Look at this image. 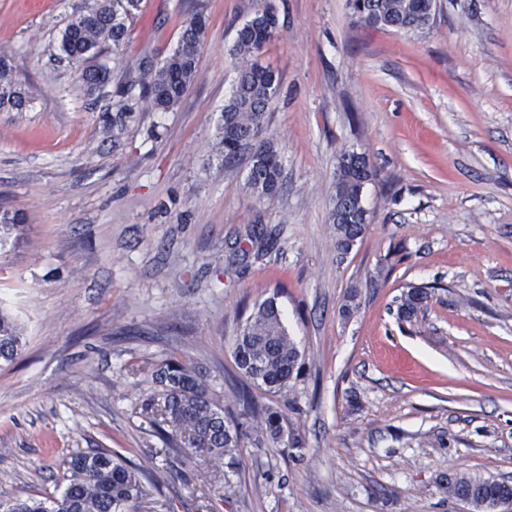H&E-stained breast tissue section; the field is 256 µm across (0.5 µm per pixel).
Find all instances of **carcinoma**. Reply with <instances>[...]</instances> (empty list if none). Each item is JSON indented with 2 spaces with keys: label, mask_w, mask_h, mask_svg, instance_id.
<instances>
[{
  "label": "carcinoma",
  "mask_w": 512,
  "mask_h": 512,
  "mask_svg": "<svg viewBox=\"0 0 512 512\" xmlns=\"http://www.w3.org/2000/svg\"><path fill=\"white\" fill-rule=\"evenodd\" d=\"M141 0H88L80 14L89 19L84 26L69 23L58 44L69 61L84 63L105 53L106 46L119 47L128 37V20L139 11ZM433 0H357L352 5L355 18L371 27L405 32L430 27L435 17ZM207 22L196 13L182 22L175 50L149 69L143 98L160 111L177 106L193 84L205 43ZM279 19L268 5L257 11L236 32L231 49L235 78L231 95L224 101L216 128L215 151L226 162L250 153L246 184L260 197L271 196L280 187L283 166L275 144L259 138L265 128L267 108L276 97L279 82L275 72L260 56L277 37ZM111 68L98 64L84 68L82 83L89 89L105 85ZM26 102L7 57L0 56V112H19ZM352 152L340 154L332 193L330 223L334 229L337 255L348 254L363 237L365 185L373 170H359ZM22 215L0 214V241L21 230ZM426 287L410 286L397 307L399 320L410 322L426 304ZM25 345L16 319L0 307V362L10 363ZM239 371L257 389L279 393L290 387L300 373L301 352L289 336L281 312L273 298L254 306L244 319L233 344ZM156 387L140 405V416L162 441L150 449L151 458L167 461L173 452L203 458L212 466H225L236 473L241 466L238 448L245 422L224 413L211 392L206 376L191 363L172 354L153 372ZM242 415L260 419L274 440L284 438L281 415L271 409L259 410L251 391L238 394ZM68 485L61 498L49 505L33 497L10 501L3 512H171L167 501L151 497L146 484L151 472L133 468L106 448L78 450L63 459ZM448 497L469 505L473 512H485V502L499 489V480L459 471L440 476Z\"/></svg>",
  "instance_id": "carcinoma-1"
}]
</instances>
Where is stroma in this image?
I'll use <instances>...</instances> for the list:
<instances>
[{
  "instance_id": "stroma-1",
  "label": "stroma",
  "mask_w": 512,
  "mask_h": 512,
  "mask_svg": "<svg viewBox=\"0 0 512 512\" xmlns=\"http://www.w3.org/2000/svg\"><path fill=\"white\" fill-rule=\"evenodd\" d=\"M85 2L0 0V55L28 96L0 112V211L26 217L0 243V305L27 336L0 363V502L60 496L79 449L149 466L160 441L138 405L168 354L236 410L233 338L269 297L302 367L256 398L302 449L253 428L240 474L179 457L160 474L175 512H471L440 474L512 480V0H437L431 27L407 33L357 23L348 0H143L92 91L58 57ZM266 5L280 31L264 136L283 185L260 198L248 157L218 159L214 134L236 31ZM197 12V78L156 111L145 66ZM345 149L377 176L341 258L329 209ZM253 227L271 236L259 260ZM410 285L431 296L401 322Z\"/></svg>"
}]
</instances>
